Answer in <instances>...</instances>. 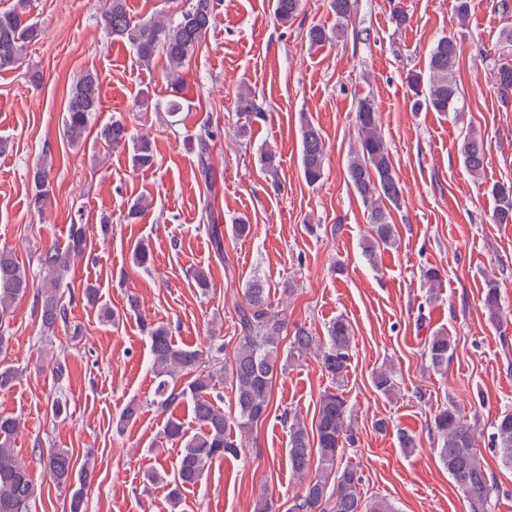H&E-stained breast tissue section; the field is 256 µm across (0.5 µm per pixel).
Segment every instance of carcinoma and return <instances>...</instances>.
Returning <instances> with one entry per match:
<instances>
[{
  "mask_svg": "<svg viewBox=\"0 0 512 512\" xmlns=\"http://www.w3.org/2000/svg\"><path fill=\"white\" fill-rule=\"evenodd\" d=\"M216 4L217 0H186L177 18L170 22L134 23L129 17L127 0H109L102 22L110 37L130 44L141 63L147 65L156 56H164L168 81L177 87L182 81V72L190 65L211 27ZM29 6L30 0H15L11 8L0 11V71L18 69L25 62L28 44L36 32L35 26L27 20ZM301 6L302 0H273L275 15L283 24L294 20ZM354 8L355 0H331L336 16V37L344 36ZM459 54L457 38L443 36L429 53L426 73L408 75L416 110L450 112L454 109L459 87L453 71ZM496 82L501 97L511 98V63L497 68ZM100 109L98 77L86 72L76 80L65 107L63 133L70 144L77 145L84 139L94 114ZM237 111L246 118L237 128V135L245 140L250 137L253 121L266 118V114L254 96L246 92L238 97ZM355 125L359 145L348 160L347 174L352 189L367 208L371 239L365 249L372 257L377 248L395 243L396 227L390 222L389 207L400 205L402 187L379 129L377 106L372 99L358 100ZM220 136V128L209 123L202 124L194 136L198 171L206 180L211 174L210 147ZM97 137L112 147L132 145L131 163L136 169L154 165L149 139L133 136L121 119H112L100 126ZM459 153L465 167L479 174L484 165L483 139L474 133L465 136ZM326 155L319 128L309 121L302 123L300 160L308 184L315 185L323 179ZM51 193V166L43 161L32 174L34 207L42 209ZM490 193L496 202L494 220L499 224L512 223V183L497 182ZM201 220L211 224L212 246L218 255H224V236L213 223L211 213L202 214ZM87 231V224L74 221L69 227L66 247L51 245L39 255L42 284L36 288L34 303L46 335L53 334L59 325L69 323L68 306L62 301L60 289L71 262L86 249ZM32 287L29 272L12 252L1 250L0 326L11 313L13 303L27 295ZM483 306L490 323L502 327L506 317L499 285L494 281L487 284ZM235 313L239 336L227 365L209 358L200 348L178 343L166 325L142 323L157 381L154 391L157 405L170 410L186 402L191 405L193 422L199 426V431L191 436L176 417L167 419L163 426L164 437L180 443L172 479L166 482L168 496L173 500L179 499L185 488L200 483L214 460L237 455L242 437L269 414L273 378L288 323L271 301L266 283L259 278L246 283L244 300L236 305ZM353 343L351 325L342 317L329 324L324 344L306 327L295 326L287 358L298 360L316 353L323 371L336 387L322 394L312 430L307 429L298 415L284 412L283 421L288 424L289 432L288 460L294 475L305 482V487L283 504L267 497L260 499L256 504L257 512H395L382 498L362 497L357 469L342 464L345 448L355 443L353 430L347 423L349 406L339 389L348 372ZM453 352L454 344L448 333L439 330L430 336L424 356L429 368L444 372ZM178 374L186 378V383L180 387L169 382ZM226 379L234 391L232 413L224 412L218 404L220 396L215 394L216 385ZM372 381L385 395L395 390L391 375L385 370L375 372ZM19 427L18 419L0 416V512H31V503L39 491L12 446ZM234 428L240 436L233 435ZM432 428L438 439V456L467 500L470 512H490L494 483L475 448L476 428L448 407L434 414ZM492 442L502 462L512 468V410L501 413L495 421ZM42 459L52 483L71 489L69 512H85L84 490L91 476L89 466L77 468V461L64 448H50L42 454ZM314 461L319 473L310 479L308 474Z\"/></svg>",
  "mask_w": 512,
  "mask_h": 512,
  "instance_id": "obj_1",
  "label": "carcinoma"
}]
</instances>
